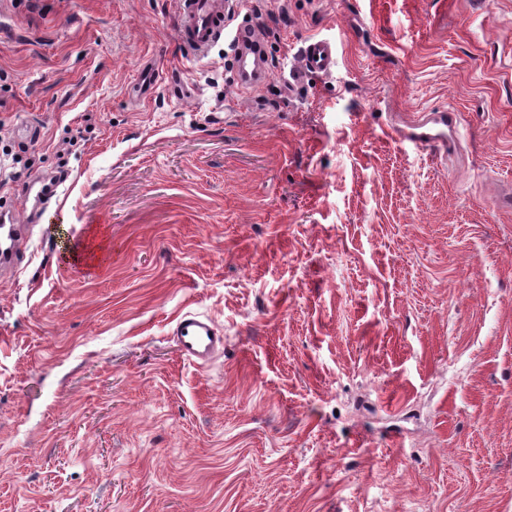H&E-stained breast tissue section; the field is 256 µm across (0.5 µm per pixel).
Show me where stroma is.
<instances>
[{
    "label": "stroma",
    "mask_w": 512,
    "mask_h": 512,
    "mask_svg": "<svg viewBox=\"0 0 512 512\" xmlns=\"http://www.w3.org/2000/svg\"><path fill=\"white\" fill-rule=\"evenodd\" d=\"M178 9L0 0V512H512V0H240L253 91ZM448 106L449 160L396 134ZM235 46L234 67L240 89H252L265 84L269 68L264 60L263 45L259 31L253 24L244 23L230 34ZM292 78L303 81L308 76L330 75L336 70V41L315 36L306 41ZM157 77L153 66L146 64L140 79L131 88L132 97L137 100L150 98L154 93ZM0 223V266L2 269L5 265L13 263L18 242L25 234V226L16 224L14 214H9L8 210L1 211ZM172 334L180 353L199 365L207 364L219 347L224 346V336L214 323L195 314L184 315Z\"/></svg>",
    "instance_id": "stroma-1"
}]
</instances>
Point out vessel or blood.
<instances>
[{
	"label": "vessel or blood",
	"mask_w": 512,
	"mask_h": 512,
	"mask_svg": "<svg viewBox=\"0 0 512 512\" xmlns=\"http://www.w3.org/2000/svg\"><path fill=\"white\" fill-rule=\"evenodd\" d=\"M232 7L233 0H180L178 41L188 51L201 54L222 40L224 35H231L239 88L247 90L262 86L268 79L269 68L264 59L259 31L249 23L227 29L226 20ZM335 69V41L315 36L307 40L292 77L301 81L313 75L332 74ZM457 125L458 114L454 109L423 113L418 115L415 124L403 134L402 139L416 150L439 158L447 157L458 148ZM24 234V225L18 224L14 215L6 211L0 213L1 267L12 264L17 245ZM172 334L181 354L201 365L207 364L224 344V338L214 323L194 314L184 315L176 323Z\"/></svg>",
	"instance_id": "b4317fda"
}]
</instances>
